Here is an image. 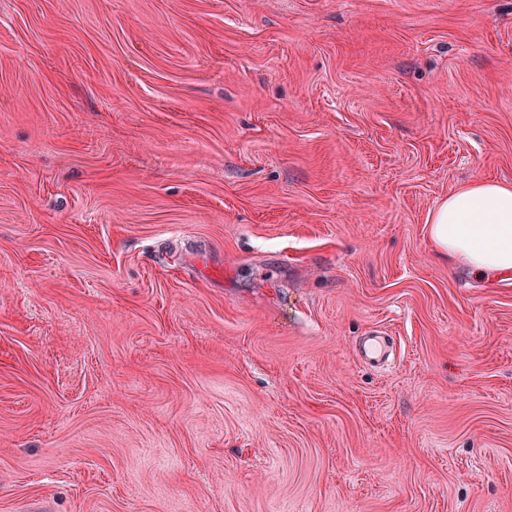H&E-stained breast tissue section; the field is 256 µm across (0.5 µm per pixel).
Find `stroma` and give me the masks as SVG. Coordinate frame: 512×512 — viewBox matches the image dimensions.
<instances>
[{"label":"stroma","mask_w":512,"mask_h":512,"mask_svg":"<svg viewBox=\"0 0 512 512\" xmlns=\"http://www.w3.org/2000/svg\"><path fill=\"white\" fill-rule=\"evenodd\" d=\"M483 178L512 0H0V512H512ZM428 224L439 255L479 275L512 272V184L462 185L431 211ZM388 346L382 336H373L363 346L361 359L375 368H383L389 362Z\"/></svg>","instance_id":"35a3bbf8"}]
</instances>
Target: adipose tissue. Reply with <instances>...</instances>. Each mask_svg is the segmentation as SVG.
I'll return each mask as SVG.
<instances>
[{"instance_id": "obj_1", "label": "adipose tissue", "mask_w": 512, "mask_h": 512, "mask_svg": "<svg viewBox=\"0 0 512 512\" xmlns=\"http://www.w3.org/2000/svg\"><path fill=\"white\" fill-rule=\"evenodd\" d=\"M428 224L439 255L480 275L512 272V184L462 185L431 211Z\"/></svg>"}]
</instances>
